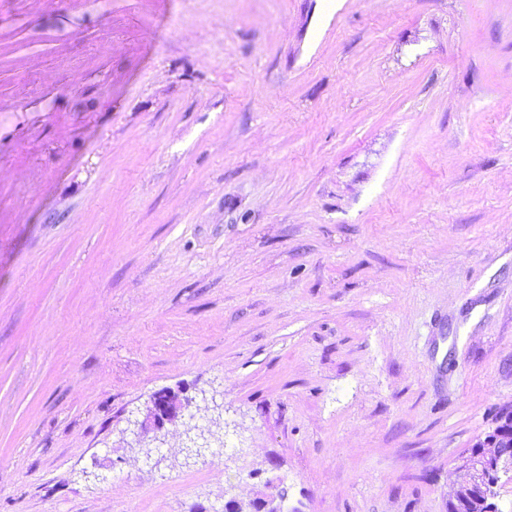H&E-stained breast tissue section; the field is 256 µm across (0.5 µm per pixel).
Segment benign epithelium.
<instances>
[{"label":"benign epithelium","instance_id":"benign-epithelium-1","mask_svg":"<svg viewBox=\"0 0 512 512\" xmlns=\"http://www.w3.org/2000/svg\"><path fill=\"white\" fill-rule=\"evenodd\" d=\"M189 405L182 403L175 396L163 390L153 396L149 421L160 425L175 418ZM462 469L465 478L458 484L454 498L471 502L473 512H491L489 503L500 475L512 472V412L507 414L505 423L496 427L472 444V448L463 455ZM286 498L281 495L262 496L244 505L236 500H229L225 507L233 512H288Z\"/></svg>","mask_w":512,"mask_h":512}]
</instances>
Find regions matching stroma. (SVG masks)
I'll use <instances>...</instances> for the list:
<instances>
[{"instance_id": "1", "label": "stroma", "mask_w": 512, "mask_h": 512, "mask_svg": "<svg viewBox=\"0 0 512 512\" xmlns=\"http://www.w3.org/2000/svg\"><path fill=\"white\" fill-rule=\"evenodd\" d=\"M327 6L0 0V512H448L512 409V0ZM151 403L152 408L148 418L155 426L162 424L165 420L182 415L189 408L188 403H182L165 390L156 393ZM285 501L286 498L278 493L277 495L257 497L248 505L231 499L225 503V507L235 512H288Z\"/></svg>"}]
</instances>
